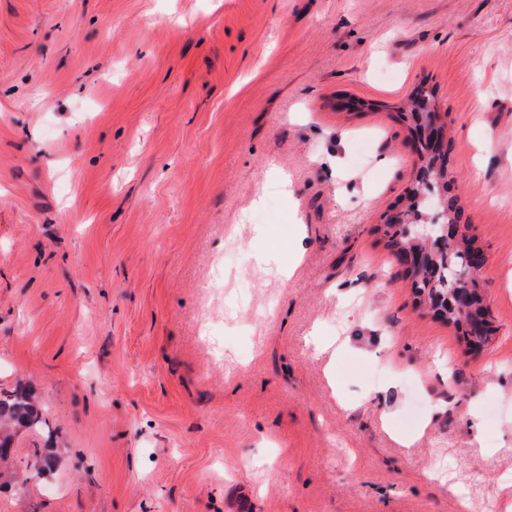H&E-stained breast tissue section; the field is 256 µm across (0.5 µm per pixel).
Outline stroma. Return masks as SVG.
Masks as SVG:
<instances>
[{
	"instance_id": "stroma-1",
	"label": "stroma",
	"mask_w": 512,
	"mask_h": 512,
	"mask_svg": "<svg viewBox=\"0 0 512 512\" xmlns=\"http://www.w3.org/2000/svg\"><path fill=\"white\" fill-rule=\"evenodd\" d=\"M422 84L486 258L477 353L377 231ZM21 384L50 431L16 433L0 512H507L512 0H0ZM436 105L437 101L435 88H428L425 85H420L412 94L410 103L408 105L409 112H406V114L404 112L400 113L404 119L411 120L412 116L407 115V113L413 114L415 112H430L436 107Z\"/></svg>"
}]
</instances>
